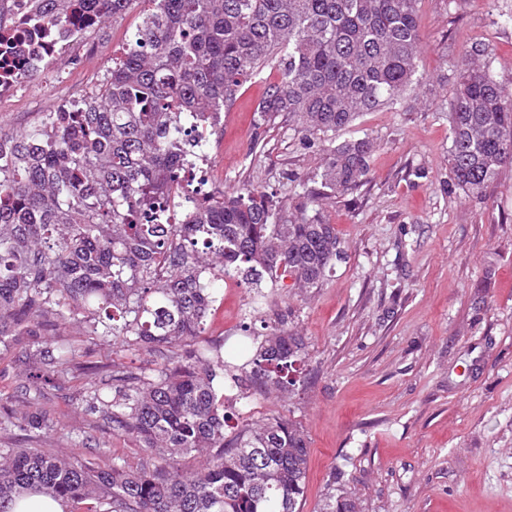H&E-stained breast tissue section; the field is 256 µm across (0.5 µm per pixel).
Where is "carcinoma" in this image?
<instances>
[{"label": "carcinoma", "mask_w": 512, "mask_h": 512, "mask_svg": "<svg viewBox=\"0 0 512 512\" xmlns=\"http://www.w3.org/2000/svg\"><path fill=\"white\" fill-rule=\"evenodd\" d=\"M31 35L70 36L144 5L127 49L98 92L0 130V353L24 345L29 379L66 382L94 347L147 351L161 363L129 375L113 365L82 388L84 410L134 438L151 465L105 451L73 459L44 448H0V512L31 492L68 512H302L310 448L300 426L264 418L227 432L224 345L203 339L213 284L240 275L309 292L343 259L324 201L366 180L370 138L336 142L366 112L398 109L417 86L419 0H24ZM492 49L461 53L448 120L449 181L481 199L512 163V93ZM267 67L279 73L256 111L280 114L322 166L302 184L295 213L249 185L187 197L175 224L173 183L199 151L190 128L230 108ZM77 329L78 343L24 337ZM303 341L269 335L248 360L259 386L296 384ZM58 425L38 408L0 413V431L37 438ZM203 457L187 472L182 458Z\"/></svg>", "instance_id": "1"}]
</instances>
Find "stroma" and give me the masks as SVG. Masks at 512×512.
I'll list each match as a JSON object with an SVG mask.
<instances>
[{"label":"stroma","mask_w":512,"mask_h":512,"mask_svg":"<svg viewBox=\"0 0 512 512\" xmlns=\"http://www.w3.org/2000/svg\"><path fill=\"white\" fill-rule=\"evenodd\" d=\"M141 21L135 8L66 46L38 83L0 104V130L34 125L46 101L88 93L85 69L111 66ZM418 21L421 84L402 109L367 113L345 132L376 149L367 181L324 207L343 260L308 294L287 279L261 303L233 276L214 289L206 338L223 343L228 362L280 330L303 339L291 393L224 383L231 426L280 416L303 428L302 512H323L332 496L359 512H512V166L481 199L449 186L442 112L454 64L475 43L494 49L496 77L512 90V0H421ZM277 79L265 69L225 110L224 138L209 150L211 193L248 183L291 207L321 166L320 147L286 118L258 122L254 108ZM92 379L35 385L20 350L0 355L8 407L21 415L45 405L60 422L39 447L72 453L69 433L85 430L93 447L140 465L133 438L75 410Z\"/></svg>","instance_id":"35a3bbf8"}]
</instances>
